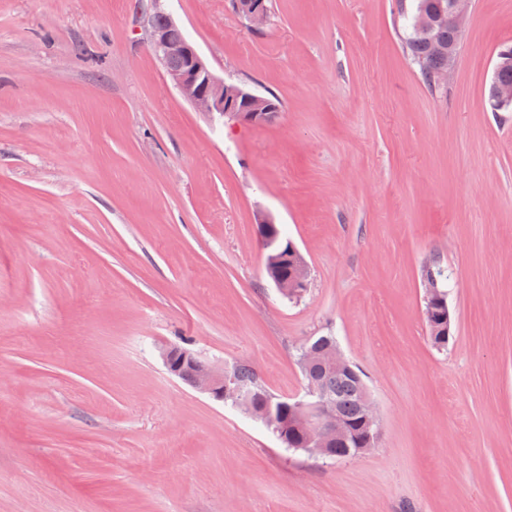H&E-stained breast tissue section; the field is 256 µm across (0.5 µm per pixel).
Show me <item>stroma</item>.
I'll use <instances>...</instances> for the list:
<instances>
[{"instance_id": "stroma-1", "label": "stroma", "mask_w": 512, "mask_h": 512, "mask_svg": "<svg viewBox=\"0 0 512 512\" xmlns=\"http://www.w3.org/2000/svg\"><path fill=\"white\" fill-rule=\"evenodd\" d=\"M277 119L197 111L147 48L150 0H0V512H512V112L491 111L512 0H472L439 98L395 0H162ZM303 255L267 278L256 217ZM447 267L428 339L422 267ZM333 334L375 448L286 450L164 350L304 396ZM257 224H274L273 219L268 215H260ZM275 250L284 252L288 250V258H293V271L291 272L288 280L276 281L275 286L279 291H303L308 285V271L307 265L302 258L299 249L293 242L288 243V237H285L277 224L272 228ZM422 279L428 281L435 278L439 283V290L448 299V292L443 288L444 281L447 279L445 269L442 265L436 262L426 264L421 273ZM425 299L427 307L424 309L423 315L429 329V340L431 344L438 349H445L448 346L452 316L446 299L439 293L436 283L428 281L425 284ZM434 333H441L443 335L436 336ZM448 332V334H447ZM444 334H447L444 336Z\"/></svg>"}]
</instances>
